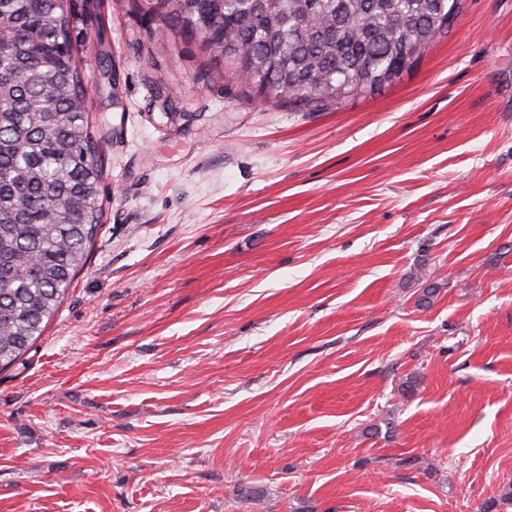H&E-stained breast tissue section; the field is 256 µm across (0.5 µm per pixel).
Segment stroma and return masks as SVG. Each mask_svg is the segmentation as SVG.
Returning <instances> with one entry per match:
<instances>
[{"mask_svg":"<svg viewBox=\"0 0 512 512\" xmlns=\"http://www.w3.org/2000/svg\"><path fill=\"white\" fill-rule=\"evenodd\" d=\"M98 2L104 214L0 371V512H480L512 484V0L317 112Z\"/></svg>","mask_w":512,"mask_h":512,"instance_id":"1","label":"stroma"}]
</instances>
